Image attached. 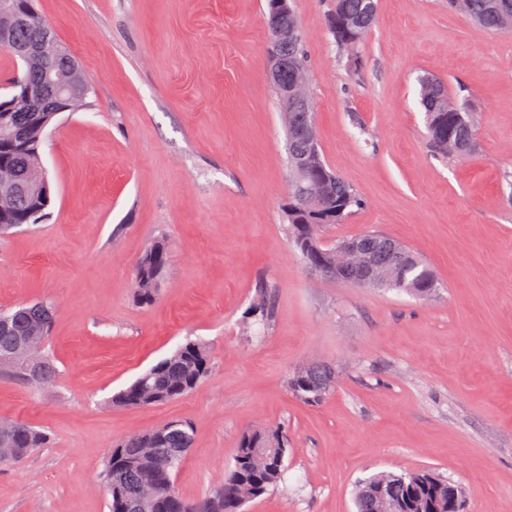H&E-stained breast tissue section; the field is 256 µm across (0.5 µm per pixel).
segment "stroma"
<instances>
[{
    "label": "stroma",
    "instance_id": "1",
    "mask_svg": "<svg viewBox=\"0 0 512 512\" xmlns=\"http://www.w3.org/2000/svg\"><path fill=\"white\" fill-rule=\"evenodd\" d=\"M292 5L322 157L362 201L321 241L386 234L440 290L323 279L294 248L264 0H35L92 91L44 132L48 219L0 239V309L55 305L59 371L49 390L0 376V419L49 436L0 465V512H109L112 446L170 421L192 429L175 476L190 499L223 483L246 431L272 427L284 480L244 512H356L359 482L422 468L462 489L465 512H512V33L446 0H378L353 72L324 24L333 0ZM423 75L477 111L466 158L429 148ZM157 241L168 265L144 305L134 270ZM197 337L212 354L198 388L110 406ZM312 362L336 385L306 402L289 380Z\"/></svg>",
    "mask_w": 512,
    "mask_h": 512
}]
</instances>
